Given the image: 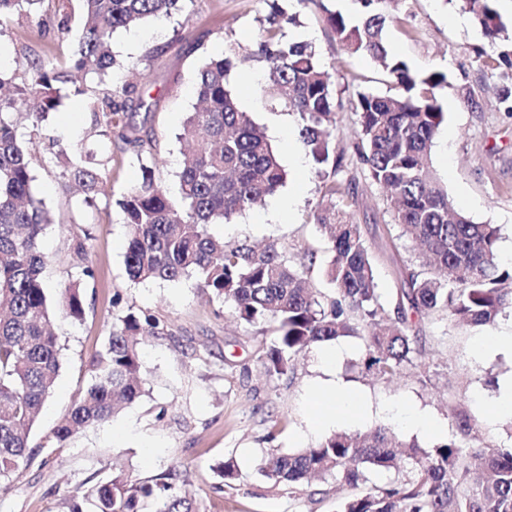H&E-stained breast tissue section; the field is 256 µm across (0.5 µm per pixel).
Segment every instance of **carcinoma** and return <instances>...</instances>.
Instances as JSON below:
<instances>
[{"label":"carcinoma","mask_w":512,"mask_h":512,"mask_svg":"<svg viewBox=\"0 0 512 512\" xmlns=\"http://www.w3.org/2000/svg\"><path fill=\"white\" fill-rule=\"evenodd\" d=\"M72 0H0V18L17 15L43 30L57 24L68 30ZM84 25L71 55V71L103 79L116 64L111 40L119 31L169 15L179 0H80ZM359 17L326 11L330 30L351 55H368L395 94L360 92L348 102L358 117L353 145L368 179L390 192L395 223L425 258L422 269L406 268L397 301H380L375 263L360 226L336 203L342 195L346 152L333 136L336 100L331 76L309 41L286 38L295 17L276 8L262 28L251 57L263 63L274 105L299 118L298 135L324 174L326 201L319 226L332 244L326 267L335 297L321 300L305 286L302 266L293 264L274 243L257 249L246 243L224 244L208 225L230 222L284 185L287 173L251 116L239 109L228 83L240 63L238 45L202 64L196 87L199 107L189 113L179 139L194 145L179 172L173 197L156 186L150 138L138 134L133 111L146 106L140 84L106 88L87 100L93 133L132 146L143 170L142 182L117 201L128 228L125 267L133 281H178L195 277L198 287L228 304L250 326L271 321L273 342L264 348L266 371L284 375L293 359L313 345L356 336L365 346V369L388 379L414 366L419 336L407 325L405 310L424 316L444 312L467 326H491L512 306V265L500 263L499 229L477 224L456 211L432 165L431 147L445 119L436 90L447 83L439 69L416 73L392 54L384 30L392 0H354ZM482 35L499 49L482 65L497 76L486 91L512 101V22L503 19L494 0H457ZM72 82L45 55L32 60L21 83L0 76V485L21 464L34 459L29 433L50 400L61 368L59 337L50 330L51 314L43 280L46 255L41 248L51 217L32 191L33 136L39 122L56 109ZM27 108L31 136L18 133L14 114ZM109 159L90 148L79 159L66 158L65 172L85 193L98 185ZM67 313L84 314L85 294L72 283L62 292ZM157 323L129 313L112 324L105 351L92 361L93 383L64 415L51 440L62 447L78 430L102 425L145 393L139 357L140 336ZM456 432L426 450L399 440L379 426L365 433L335 432L316 445L293 453L270 452L259 473L290 488L314 477L330 479L343 491L336 512H512V448L475 447L479 426L464 404L448 400ZM395 472L377 486L374 472ZM171 469L154 483H138L120 472L97 485L93 512H143L154 501L156 512H195L192 498L177 485Z\"/></svg>","instance_id":"carcinoma-1"}]
</instances>
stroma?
I'll return each instance as SVG.
<instances>
[{"label": "stroma", "instance_id": "stroma-1", "mask_svg": "<svg viewBox=\"0 0 512 512\" xmlns=\"http://www.w3.org/2000/svg\"><path fill=\"white\" fill-rule=\"evenodd\" d=\"M278 3L297 19L290 36L315 45L337 98L389 93L374 61L366 55L348 56L326 23V9L352 14L354 0ZM269 13L266 0H184L181 11L114 36L111 50L117 64L109 81L119 85L135 78L145 91L150 109L137 111L132 122L153 139V178L162 190H177L186 151L178 134L197 104L198 66L221 54L229 41L249 55ZM81 25L77 2L63 33L42 35L36 24L18 17L1 24L0 48L7 49L8 58L0 63V73L22 77L28 61L46 53L68 67ZM385 38L391 52L413 70L447 73V84L437 91L445 121L433 140V166L459 212L499 227L500 261L512 264V114L493 97L481 96L476 109L462 97L463 87L480 92L489 82L476 53H495V46L456 0H403ZM230 84L240 109L263 128L278 152L288 178L260 204L229 223L210 225L209 232L231 243H277L296 262L313 253L306 272L309 285L332 295L324 269L333 252L315 217L322 179L299 139L298 120L271 104L261 63L248 60L234 69ZM90 124L84 98L63 97L43 121V136L34 144V193L54 219L42 237L47 256L43 279L62 345V366L53 395L30 432L29 442L40 453L21 465L8 489L0 492V512H67L70 496L89 497L114 468L123 469L132 481L146 482L173 466L196 512H336L334 482L315 480L290 489L258 471L270 450L292 453L324 437L310 429L318 407L309 392L325 377L318 347L301 353L286 375H268L262 354L275 335L273 323L237 321L228 305L192 279L131 281L124 264L128 229L117 201L142 179L135 155L120 142L93 141V149L110 163L92 205L85 207L62 167L47 162L51 146L81 144ZM297 155L303 165L294 164ZM347 176L342 207L362 229L386 303L400 286L401 270L420 266L419 253L394 223L386 191L370 182L363 166L351 163ZM284 199L290 207L283 219L270 221V211ZM79 224L90 233L80 257L71 248ZM86 266L94 277L86 284L85 312L75 319L63 306L62 290ZM130 312L151 316L160 327L140 348L144 396L111 422L81 429L64 447L50 445L53 429L90 385L91 363L104 350L113 322ZM408 319L423 341L418 366L388 380L366 373L359 339L339 338L344 351L337 372L368 402L369 410L361 419L337 420L336 430L355 433L382 425L402 439L430 447L439 438L397 423L386 407L411 405L425 411L441 422L442 436L448 438L455 431L448 398L456 395L478 423L482 445L512 447V420L494 416L490 406L500 386L512 383V351L477 352V341L487 332L483 326H462L443 314L412 313ZM229 459L239 470L231 482L215 471L217 463Z\"/></svg>", "mask_w": 512, "mask_h": 512}]
</instances>
